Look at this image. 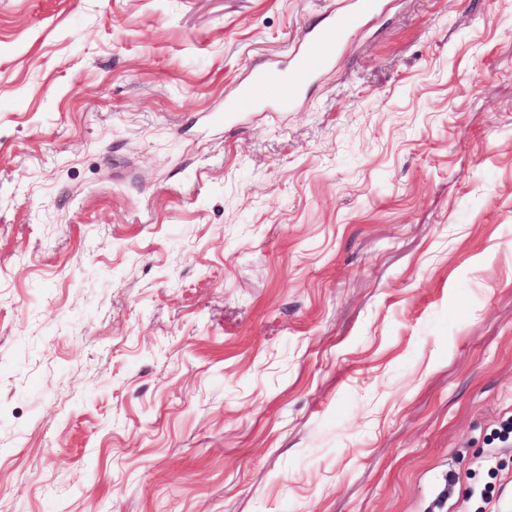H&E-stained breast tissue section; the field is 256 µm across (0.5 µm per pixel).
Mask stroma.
Wrapping results in <instances>:
<instances>
[{"label": "stroma", "mask_w": 512, "mask_h": 512, "mask_svg": "<svg viewBox=\"0 0 512 512\" xmlns=\"http://www.w3.org/2000/svg\"><path fill=\"white\" fill-rule=\"evenodd\" d=\"M346 3L0 0V512H512V0L207 121Z\"/></svg>", "instance_id": "35a3bbf8"}]
</instances>
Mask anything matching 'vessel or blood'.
<instances>
[{
	"label": "vessel or blood",
	"instance_id": "b4317fda",
	"mask_svg": "<svg viewBox=\"0 0 512 512\" xmlns=\"http://www.w3.org/2000/svg\"><path fill=\"white\" fill-rule=\"evenodd\" d=\"M381 8L382 0H350L349 9L326 25L302 33L287 61L275 60L255 70L225 100L222 110L210 113L211 123L222 126L243 113L268 107L294 108L308 86L333 65L348 37Z\"/></svg>",
	"mask_w": 512,
	"mask_h": 512
}]
</instances>
